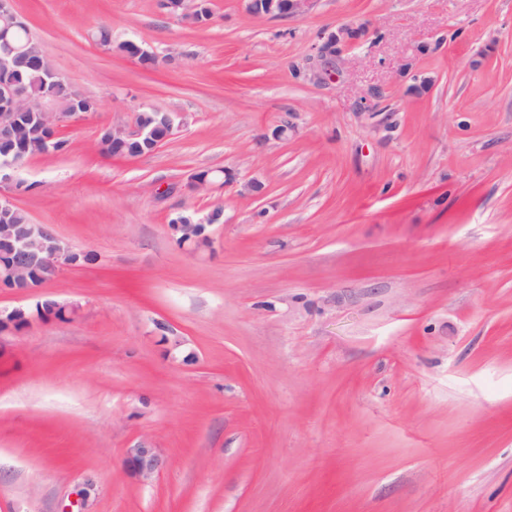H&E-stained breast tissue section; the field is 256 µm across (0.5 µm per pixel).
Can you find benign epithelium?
Here are the masks:
<instances>
[{
	"label": "benign epithelium",
	"instance_id": "obj_1",
	"mask_svg": "<svg viewBox=\"0 0 512 512\" xmlns=\"http://www.w3.org/2000/svg\"><path fill=\"white\" fill-rule=\"evenodd\" d=\"M247 10L255 16H302L312 0H246ZM169 12L190 25L209 23L206 0H164ZM24 25L12 0H0V130L13 131L32 118L42 126L44 133L39 142L40 151L55 150V130L63 123L77 122L98 110L95 99L74 89V101L65 107L57 101L54 90L66 82V78L53 70L44 80V90L38 95L28 92L22 78L21 68H38L36 60L23 53V47L13 39V31ZM369 34L367 25L343 27L337 32L321 37L318 55L330 61L340 53L341 47L352 44ZM175 119L166 112L157 113L156 124L151 126L135 122L126 130L114 126L102 128L98 151L109 152L115 142H134L144 145L152 152L174 133ZM27 160V149L22 148L10 160L0 163V288L27 294L33 289L31 271L45 265L60 273L73 265L74 249L54 234L44 224H6L3 222L16 207L14 196L20 194L23 184L14 180L12 171ZM224 212L211 210L202 217L194 214H179L174 218L181 233L182 247L191 251L201 250V241L210 239L209 227L223 223ZM127 470L141 481L159 473L164 460L155 449L137 444L126 449Z\"/></svg>",
	"mask_w": 512,
	"mask_h": 512
}]
</instances>
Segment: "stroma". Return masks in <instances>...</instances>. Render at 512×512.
<instances>
[{
  "label": "stroma",
  "instance_id": "35a3bbf8",
  "mask_svg": "<svg viewBox=\"0 0 512 512\" xmlns=\"http://www.w3.org/2000/svg\"><path fill=\"white\" fill-rule=\"evenodd\" d=\"M210 3L194 27L162 0H13L99 104L17 168L16 203L97 259L0 288L74 308L0 333V512L81 490L82 512H512V0ZM364 22L310 79L320 37ZM146 108L170 139L97 151ZM218 206L211 248H180L170 220ZM139 443L166 461L146 482ZM313 0H246L247 10L255 16H302ZM125 465L133 476L145 481L160 472L164 466V460L155 448L137 444L126 449Z\"/></svg>",
  "mask_w": 512,
  "mask_h": 512
}]
</instances>
